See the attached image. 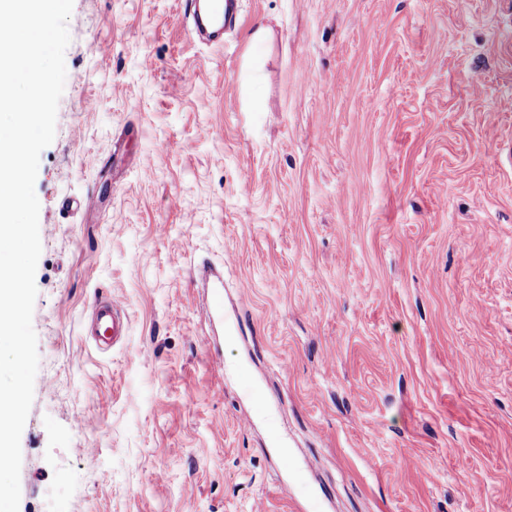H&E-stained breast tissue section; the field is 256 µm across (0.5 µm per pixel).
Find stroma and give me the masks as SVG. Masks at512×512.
Masks as SVG:
<instances>
[{"mask_svg": "<svg viewBox=\"0 0 512 512\" xmlns=\"http://www.w3.org/2000/svg\"><path fill=\"white\" fill-rule=\"evenodd\" d=\"M68 30L19 512H512V0H238L220 46L183 0H74ZM193 281L204 288L207 298V306L209 313L215 323L218 325L220 332L224 333V277L217 271L208 269L204 270ZM93 334L98 345L100 342L109 343L112 347L116 345L121 336L128 331V324L125 317L119 312L114 302L97 301L94 306Z\"/></svg>", "mask_w": 512, "mask_h": 512, "instance_id": "35a3bbf8", "label": "stroma"}]
</instances>
